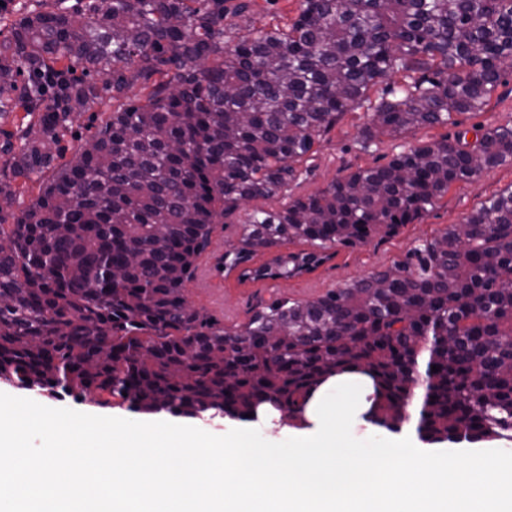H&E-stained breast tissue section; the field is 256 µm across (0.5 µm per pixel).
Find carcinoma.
<instances>
[{"mask_svg":"<svg viewBox=\"0 0 512 512\" xmlns=\"http://www.w3.org/2000/svg\"><path fill=\"white\" fill-rule=\"evenodd\" d=\"M44 0L0 42V200L55 174L0 214V378L145 413L293 414L333 374L368 375L369 415L416 422L431 442L512 429V187L392 266L312 300H275L226 328L186 298L216 225L277 195L294 163L379 84L369 148L483 109L512 60V0H300L284 28L230 42L251 0ZM402 76L399 86L388 81ZM110 112L69 161L53 149L72 115ZM410 144L282 209L254 210L231 268L291 278L337 246L412 224L450 186L512 163V124ZM438 366L440 370L432 371ZM417 401L416 413L407 407ZM54 166L55 164L52 163L51 166L46 168L42 174V178L39 180L35 178L33 181H27L26 183H23L21 179H18L13 183L16 188H19L18 194L20 195V198H18L17 203L15 204V209H17L19 204L21 206L28 204L31 199L38 195L42 182L50 179L53 175Z\"/></svg>","mask_w":512,"mask_h":512,"instance_id":"cac0c4a2","label":"carcinoma"}]
</instances>
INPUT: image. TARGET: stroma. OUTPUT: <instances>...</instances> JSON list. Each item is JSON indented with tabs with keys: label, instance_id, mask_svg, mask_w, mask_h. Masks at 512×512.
<instances>
[{
	"label": "stroma",
	"instance_id": "1",
	"mask_svg": "<svg viewBox=\"0 0 512 512\" xmlns=\"http://www.w3.org/2000/svg\"><path fill=\"white\" fill-rule=\"evenodd\" d=\"M299 0H255L253 9L233 20L236 33L268 24H286L298 12ZM365 108L345 113L336 126L297 163V180L290 182L276 197L258 199L242 205L231 223L218 225L207 252L198 261L194 276L187 284L186 296L197 308L225 326L245 322L253 307L277 299L308 300L343 287L350 280L386 269L404 259L409 249L432 238L450 225L461 223L469 214L497 192L512 187V163L483 172L479 177L453 184L433 209L415 223L393 234H379L362 246H336L334 257L314 272L288 279L239 282V269L226 268L224 254L237 242L238 225L256 208L278 209L296 197L325 189L336 178L356 169L386 164L403 145L432 141L455 134L457 128L475 125L512 123V71L504 70L501 82L482 111L459 115L457 125L421 128L402 137H379L370 149H361V131L367 123ZM23 405L28 415L46 412L70 422L82 421L103 427H123L147 420L162 424L170 420L167 412L146 414L128 404L103 407L94 397L78 400L59 392L27 390L0 379V431L10 432L11 411Z\"/></svg>",
	"mask_w": 512,
	"mask_h": 512
}]
</instances>
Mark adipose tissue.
<instances>
[{"label": "adipose tissue", "instance_id": "adipose-tissue-1", "mask_svg": "<svg viewBox=\"0 0 512 512\" xmlns=\"http://www.w3.org/2000/svg\"><path fill=\"white\" fill-rule=\"evenodd\" d=\"M372 392L364 376L334 377L289 422L268 406L220 435L140 423L96 440L61 423L39 453L14 437L0 443V512H425L444 500L485 512L504 494L482 452L444 472L414 431L372 422Z\"/></svg>", "mask_w": 512, "mask_h": 512}]
</instances>
